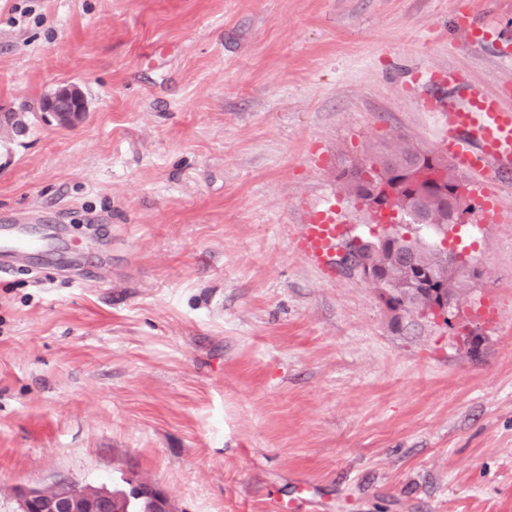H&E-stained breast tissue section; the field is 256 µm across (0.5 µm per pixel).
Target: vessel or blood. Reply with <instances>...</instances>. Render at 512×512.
Returning <instances> with one entry per match:
<instances>
[{"mask_svg":"<svg viewBox=\"0 0 512 512\" xmlns=\"http://www.w3.org/2000/svg\"><path fill=\"white\" fill-rule=\"evenodd\" d=\"M468 42L476 47L492 46L502 53L512 52L496 28L468 24ZM446 80L453 86L456 103L445 114L448 151L466 170L485 175L478 191L492 199L500 170L512 167V113L502 111L495 97L472 87L457 71ZM335 215L316 211L310 214L296 240L298 250L317 266L332 261L336 231ZM59 257L56 231L33 232L30 225L13 220L0 225V271L31 255Z\"/></svg>","mask_w":512,"mask_h":512,"instance_id":"vessel-or-blood-1","label":"vessel or blood"}]
</instances>
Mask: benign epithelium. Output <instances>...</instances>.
<instances>
[{
	"mask_svg": "<svg viewBox=\"0 0 512 512\" xmlns=\"http://www.w3.org/2000/svg\"><path fill=\"white\" fill-rule=\"evenodd\" d=\"M88 105L83 93L74 85L62 86L50 97L46 113L59 125L73 126L83 119ZM359 168L369 169L371 193L356 202L370 212L372 221H392L405 224L415 216L420 207H429L438 200L450 206V220L456 224L467 221V213L461 205L459 188L448 182V167L445 155L440 151L424 150L422 157L413 165H384L379 161L360 159L354 162ZM394 266L412 291L425 289L430 294L426 314L443 322H449L451 300L448 290L440 283L435 273L414 266L405 255L393 258ZM357 273L376 282L380 294L392 311L403 309L393 299L390 291L391 275L385 268L361 262ZM19 512H130V506L144 501L151 512H174L166 494L156 485L136 482L128 492L117 496L102 486L83 488L73 482H59L47 487H19L15 490Z\"/></svg>",
	"mask_w": 512,
	"mask_h": 512,
	"instance_id": "1",
	"label": "benign epithelium"
}]
</instances>
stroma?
Listing matches in <instances>:
<instances>
[{
  "instance_id": "obj_1",
  "label": "stroma",
  "mask_w": 512,
  "mask_h": 512,
  "mask_svg": "<svg viewBox=\"0 0 512 512\" xmlns=\"http://www.w3.org/2000/svg\"><path fill=\"white\" fill-rule=\"evenodd\" d=\"M463 18L512 31V0H0V219L75 248L0 275V512L137 480L176 512H512V222L409 226L480 271L452 328L293 247L309 207L372 239L337 175L437 149L449 70L512 111ZM64 84L73 127L38 108Z\"/></svg>"
}]
</instances>
